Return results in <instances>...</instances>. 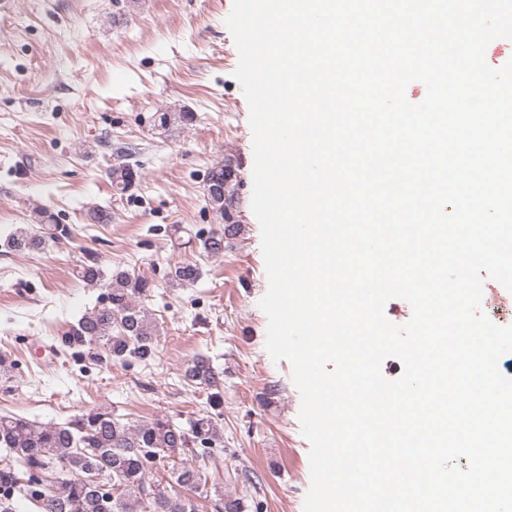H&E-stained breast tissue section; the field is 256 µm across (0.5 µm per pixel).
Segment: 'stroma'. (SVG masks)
Masks as SVG:
<instances>
[{"label": "stroma", "instance_id": "35a3bbf8", "mask_svg": "<svg viewBox=\"0 0 512 512\" xmlns=\"http://www.w3.org/2000/svg\"><path fill=\"white\" fill-rule=\"evenodd\" d=\"M232 0H0V415L62 425L106 406L132 427L165 416L188 427L214 415L210 451L194 445L161 460L153 479L171 487L180 465L211 473L190 498L216 512L219 498L243 512H303L310 487L309 443L298 420L300 394L288 361L265 348L268 288L260 227L251 209L249 107L233 72L238 52L225 19ZM190 112V124L162 131L159 112ZM223 162L236 233L206 257L199 236L223 232L205 200L209 169ZM138 172L126 194L108 170ZM43 207L70 237L17 253L3 241L37 224ZM106 211L88 225V209ZM103 269L122 266L153 284L144 308L157 324L151 361L72 357L62 338L103 303V291L75 269L85 253ZM198 263L194 285L168 280ZM224 386L211 407L189 381L196 358Z\"/></svg>", "mask_w": 512, "mask_h": 512}]
</instances>
